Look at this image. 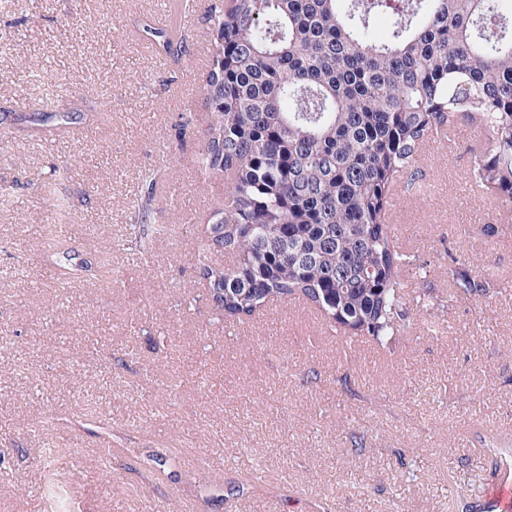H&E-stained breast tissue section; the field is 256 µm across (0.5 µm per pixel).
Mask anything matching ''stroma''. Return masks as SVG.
Returning a JSON list of instances; mask_svg holds the SVG:
<instances>
[{
  "mask_svg": "<svg viewBox=\"0 0 512 512\" xmlns=\"http://www.w3.org/2000/svg\"><path fill=\"white\" fill-rule=\"evenodd\" d=\"M210 3L0 0V188L15 201L0 208V512H45L37 451L52 445L65 512H475L490 449H512V222L471 179L479 143L458 125L388 200L435 296L396 349L300 301L216 319L195 253L226 183L192 163ZM49 98L70 124H39ZM62 164L68 247L93 260L77 288L45 251L58 216L41 179ZM150 170L170 233L136 265L117 244ZM452 255L490 297L458 294Z\"/></svg>",
  "mask_w": 512,
  "mask_h": 512,
  "instance_id": "1",
  "label": "stroma"
}]
</instances>
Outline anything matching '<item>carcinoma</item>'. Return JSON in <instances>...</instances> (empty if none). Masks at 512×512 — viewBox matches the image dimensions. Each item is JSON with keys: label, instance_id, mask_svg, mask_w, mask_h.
Instances as JSON below:
<instances>
[{"label": "carcinoma", "instance_id": "1", "mask_svg": "<svg viewBox=\"0 0 512 512\" xmlns=\"http://www.w3.org/2000/svg\"><path fill=\"white\" fill-rule=\"evenodd\" d=\"M209 19L211 121L195 162L230 179L199 240L212 314L248 318L297 298L357 336L398 342L411 319L404 271H422L423 296L431 286L398 249L386 205L420 147L444 126L479 129L472 177L512 209V0H214ZM66 175L45 180L60 214ZM154 184L147 174L128 227L142 256L164 232ZM219 252L233 264L212 263ZM59 268L80 287L84 262L63 251ZM453 276L489 296L479 272Z\"/></svg>", "mask_w": 512, "mask_h": 512}]
</instances>
